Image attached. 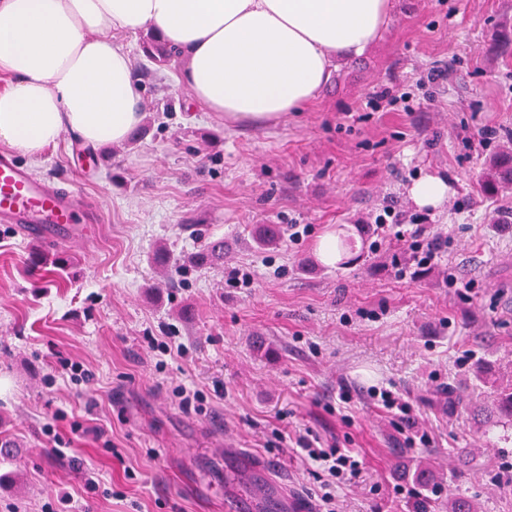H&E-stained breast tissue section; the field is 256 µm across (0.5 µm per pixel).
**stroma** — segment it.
I'll use <instances>...</instances> for the list:
<instances>
[{
    "mask_svg": "<svg viewBox=\"0 0 512 512\" xmlns=\"http://www.w3.org/2000/svg\"><path fill=\"white\" fill-rule=\"evenodd\" d=\"M120 39L143 89L136 142L96 151L67 135L34 169L99 211L61 246L71 267L32 276L36 239L0 224V426L22 444L0 466V512H224L261 494L244 452L275 461L318 512L328 475L301 461L300 438L358 450L339 512H448L452 492L512 512V421L483 410L512 383V224L497 221L512 186H481L512 151V0H396L380 38L271 127L194 110L172 79L184 57L159 67L141 34ZM429 176L450 187L437 209L408 194ZM387 209L438 238L437 267L399 277L414 254L378 230ZM260 224L283 229L277 249L257 247ZM328 234L347 241L332 264L317 255ZM216 238L223 263L161 276L158 248L179 260ZM235 268L250 287L227 285ZM452 274L474 288L449 287ZM480 361L493 371L458 409ZM73 363L83 383L66 381ZM373 385L409 401L413 423L379 408ZM416 430L431 443L407 444Z\"/></svg>",
    "mask_w": 512,
    "mask_h": 512,
    "instance_id": "35a3bbf8",
    "label": "stroma"
}]
</instances>
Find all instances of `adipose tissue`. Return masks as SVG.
<instances>
[{
    "mask_svg": "<svg viewBox=\"0 0 512 512\" xmlns=\"http://www.w3.org/2000/svg\"><path fill=\"white\" fill-rule=\"evenodd\" d=\"M394 0H0V145L39 162L64 134L95 149L143 116L130 49L149 29L174 80L225 124L275 125L317 99L334 60L380 37Z\"/></svg>",
    "mask_w": 512,
    "mask_h": 512,
    "instance_id": "obj_1",
    "label": "adipose tissue"
}]
</instances>
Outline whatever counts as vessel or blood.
<instances>
[{
    "label": "vessel or blood",
    "instance_id": "vessel-or-blood-1",
    "mask_svg": "<svg viewBox=\"0 0 512 512\" xmlns=\"http://www.w3.org/2000/svg\"><path fill=\"white\" fill-rule=\"evenodd\" d=\"M97 214L89 201L51 181L32 177L7 155H0V223L23 227L33 237L63 244L73 237L78 213Z\"/></svg>",
    "mask_w": 512,
    "mask_h": 512
}]
</instances>
